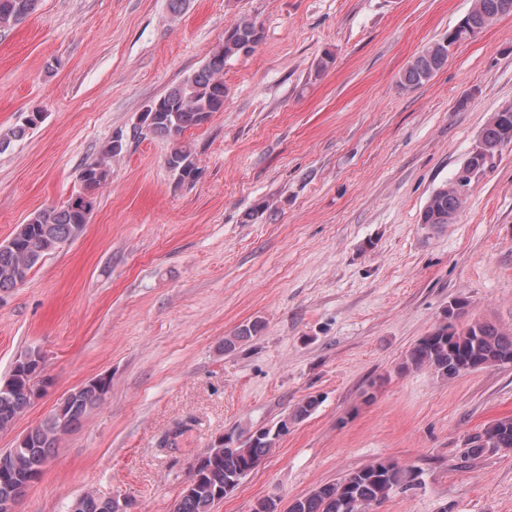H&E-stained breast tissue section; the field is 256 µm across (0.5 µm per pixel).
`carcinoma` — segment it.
Wrapping results in <instances>:
<instances>
[{"label": "carcinoma", "instance_id": "1", "mask_svg": "<svg viewBox=\"0 0 512 512\" xmlns=\"http://www.w3.org/2000/svg\"><path fill=\"white\" fill-rule=\"evenodd\" d=\"M40 0H0V29L17 26L33 14ZM478 12L463 17L464 24L452 28L455 41L471 38L470 31L485 29V21L504 15L506 0H478ZM233 33L217 45L210 58L197 73L173 85L154 100L155 119L149 133L170 137L173 145L166 158L168 168L180 178L196 179L198 167L192 150L178 142L186 129L200 126L214 112L224 107V64L238 57L241 42L256 41V24L241 17L231 25ZM448 61V46L443 40L422 49L402 74L405 87L418 86L430 80ZM478 139L490 152H498L512 144V105L494 112L482 128ZM112 144L103 147L101 157L80 173L82 191L61 206H49L32 213L34 222L18 226L10 246L0 244V290L15 288L23 276L60 244L78 237V230L88 223L89 213L97 203V192L111 176L108 161ZM462 208V202L442 184L432 192L423 209L424 224H446ZM463 308L456 301L445 320L430 334L420 338L406 351L401 372L427 368L443 379H454L465 373L512 364V332L491 322H473L457 326L455 310ZM262 326L255 321L240 327L224 339V351L257 336ZM31 370L23 364L11 370V389L0 390V432L10 430L31 404L26 387ZM106 390L98 383L84 385L77 396L62 400L48 420L32 429L24 439V447L0 452V505L17 500L40 478L51 452L61 439L71 433L81 418L99 405ZM320 405V398L310 396L297 404L282 422L279 430H287V422L308 418ZM271 430H242L236 437H227L199 455L192 466V478L184 488L174 512H211L216 493L236 490L243 478L255 470L272 450ZM512 452V417L499 418L466 439L463 458L469 460L485 453ZM418 485L417 475L409 466L378 460L346 473L334 483L321 485L308 495L291 501L287 512H364L378 506L397 490ZM81 512H116L111 501L86 495Z\"/></svg>", "mask_w": 512, "mask_h": 512}]
</instances>
